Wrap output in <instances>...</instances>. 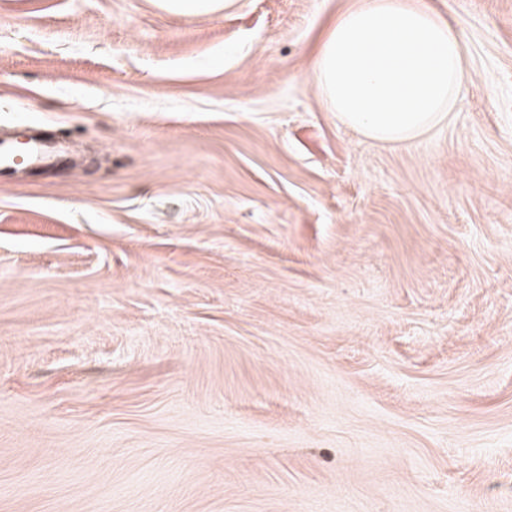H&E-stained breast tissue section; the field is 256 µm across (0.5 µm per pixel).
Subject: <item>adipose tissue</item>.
Wrapping results in <instances>:
<instances>
[{"instance_id": "1", "label": "adipose tissue", "mask_w": 512, "mask_h": 512, "mask_svg": "<svg viewBox=\"0 0 512 512\" xmlns=\"http://www.w3.org/2000/svg\"><path fill=\"white\" fill-rule=\"evenodd\" d=\"M313 78L342 124L401 144L453 112L468 78L466 50L424 0H355L319 44Z\"/></svg>"}]
</instances>
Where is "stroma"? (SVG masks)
I'll use <instances>...</instances> for the list:
<instances>
[{"label": "stroma", "mask_w": 512, "mask_h": 512, "mask_svg": "<svg viewBox=\"0 0 512 512\" xmlns=\"http://www.w3.org/2000/svg\"><path fill=\"white\" fill-rule=\"evenodd\" d=\"M408 143L326 111L349 0H0V512H512V0ZM26 149L28 166L49 167L60 161V143L44 139L41 123L28 125Z\"/></svg>", "instance_id": "35a3bbf8"}]
</instances>
